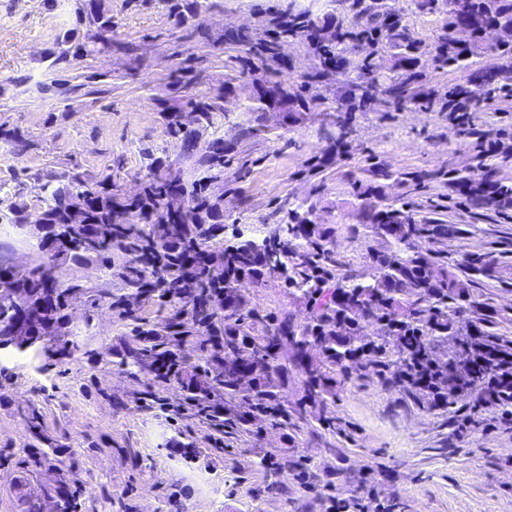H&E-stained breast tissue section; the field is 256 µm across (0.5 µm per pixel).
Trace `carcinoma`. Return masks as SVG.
I'll return each instance as SVG.
<instances>
[{"label": "carcinoma", "instance_id": "cac0c4a2", "mask_svg": "<svg viewBox=\"0 0 512 512\" xmlns=\"http://www.w3.org/2000/svg\"><path fill=\"white\" fill-rule=\"evenodd\" d=\"M170 11L186 26L188 36L210 10L209 0H168ZM469 13L480 20L512 26V0H467ZM287 35L300 38L320 52L321 64L337 69H369L366 59L357 61L345 55L350 41L379 45L388 37L406 42L404 61L417 65L416 46L400 25L396 9L382 5L366 11L359 30L336 28L329 36L325 25L307 10L288 0ZM75 14L85 27L84 40L78 31L59 36L52 66L68 65L74 57L112 50V15L105 0H75ZM249 45L245 67L263 69L274 56L275 42L250 44L245 34L236 38ZM438 61L453 67L465 61L464 50L449 42L442 46ZM503 75L489 72L477 78L474 87L464 90L467 101H478L486 89ZM274 104L263 97L254 99L247 111L274 112L288 108L290 94L281 83L271 86ZM395 99L423 100L421 90L408 81L390 87ZM218 94L212 100L194 96L160 111L169 133L183 138L194 159V177L185 179L166 170L157 159L148 165L149 178L136 197L121 193L105 175L94 183L78 172L63 174L49 186L42 206L32 209L18 199L8 207V220L18 228L34 223L37 258L25 279L15 277L12 267L0 259V342L15 337L20 320L31 327L47 320L64 328L70 322V295L80 292L97 305L108 300L110 309L127 321L131 342L120 353L119 365L135 377L148 372L154 377V390L178 384L186 392L192 410L211 407L208 423L231 431H247L267 421L286 428L304 416L306 408L325 413L323 424L333 427L326 416L336 398V376L348 377L355 370L373 367L385 373L391 365L407 357L423 354L433 361L430 348L420 349L410 337L421 331L429 340L458 335L453 330L467 300L461 275H488V268L471 261L464 266L438 263L429 255L412 249L416 239L437 240L448 234L446 224H417L404 207L383 203L375 187L355 184L357 217L363 232L389 242L393 249L372 255L376 272L368 281L346 274L336 276V260L321 238L325 230L312 224L313 210L288 214V246L251 237L224 245L223 200L209 195V182L224 175V139H213L198 148L196 130L185 126L182 113L198 114V125L213 124L219 110ZM0 143L20 155L32 143L17 126L0 123ZM374 181L394 180L400 184L416 180L405 172H394L373 165ZM135 209L141 223L126 224L124 214ZM279 255L288 287L300 292L310 304L304 322L280 320L247 306L240 282L259 285L266 252ZM89 261L104 263L109 277L119 279L128 294L112 297L110 291H97L70 273L71 267ZM376 324L380 335L362 340L360 324ZM318 354H309L310 348ZM52 351L62 362L72 356L77 345L55 340V347L44 345L38 335L30 351L39 357ZM304 376V400L288 410L281 400L280 382L288 378V365ZM254 376V387L243 395L246 409L236 405L240 395L238 378ZM47 489L57 500V512H74L77 489L62 474L50 479Z\"/></svg>", "mask_w": 512, "mask_h": 512}]
</instances>
